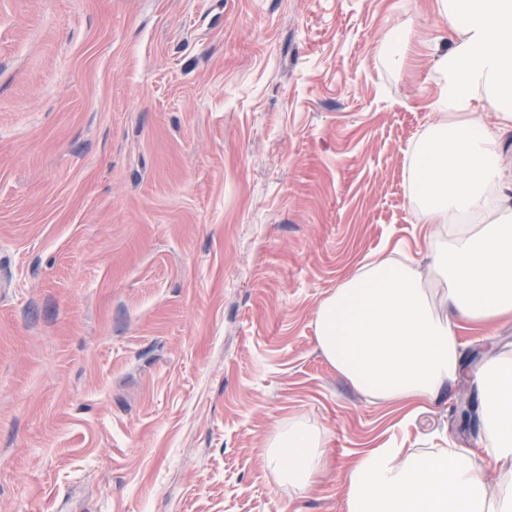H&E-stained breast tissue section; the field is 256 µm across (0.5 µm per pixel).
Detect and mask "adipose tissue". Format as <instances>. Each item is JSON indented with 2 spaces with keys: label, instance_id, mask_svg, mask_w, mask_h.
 Returning a JSON list of instances; mask_svg holds the SVG:
<instances>
[{
  "label": "adipose tissue",
  "instance_id": "ef3b65f1",
  "mask_svg": "<svg viewBox=\"0 0 512 512\" xmlns=\"http://www.w3.org/2000/svg\"><path fill=\"white\" fill-rule=\"evenodd\" d=\"M460 32L432 65L443 122L414 152L413 182L430 224L427 268L386 257L353 270L319 306V350L355 391L394 403L451 399L463 371L460 330L512 323V0H434ZM474 443L428 452L361 453L344 512H512V349L474 373ZM328 436L292 419L265 443L278 484L304 493Z\"/></svg>",
  "mask_w": 512,
  "mask_h": 512
}]
</instances>
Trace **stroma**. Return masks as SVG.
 Wrapping results in <instances>:
<instances>
[{"label": "stroma", "mask_w": 512, "mask_h": 512, "mask_svg": "<svg viewBox=\"0 0 512 512\" xmlns=\"http://www.w3.org/2000/svg\"><path fill=\"white\" fill-rule=\"evenodd\" d=\"M458 38L431 0H0V512H342L360 452L473 442L314 332L357 266L427 254ZM461 339L469 383L512 324ZM291 417L330 437L303 494L264 462Z\"/></svg>", "instance_id": "1"}]
</instances>
